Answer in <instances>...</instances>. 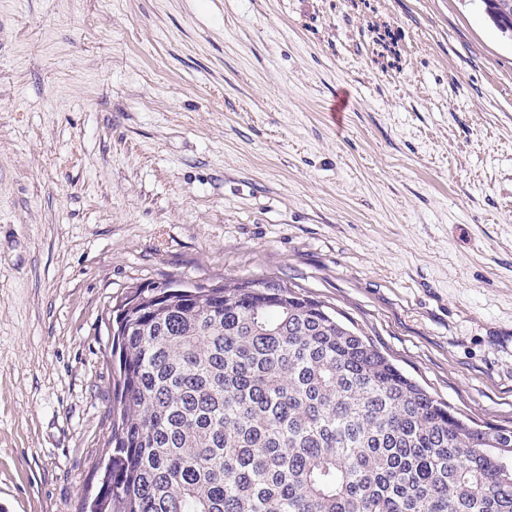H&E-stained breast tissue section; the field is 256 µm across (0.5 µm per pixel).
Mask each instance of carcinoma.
I'll list each match as a JSON object with an SVG mask.
<instances>
[{
	"instance_id": "obj_1",
	"label": "carcinoma",
	"mask_w": 512,
	"mask_h": 512,
	"mask_svg": "<svg viewBox=\"0 0 512 512\" xmlns=\"http://www.w3.org/2000/svg\"><path fill=\"white\" fill-rule=\"evenodd\" d=\"M512 35V8L480 0ZM81 512H512V429L463 418L278 280L137 287Z\"/></svg>"
}]
</instances>
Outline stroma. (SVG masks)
Listing matches in <instances>:
<instances>
[{
    "label": "stroma",
    "instance_id": "35a3bbf8",
    "mask_svg": "<svg viewBox=\"0 0 512 512\" xmlns=\"http://www.w3.org/2000/svg\"><path fill=\"white\" fill-rule=\"evenodd\" d=\"M236 277L512 428V41L478 0H0V512L96 492L131 287Z\"/></svg>",
    "mask_w": 512,
    "mask_h": 512
}]
</instances>
